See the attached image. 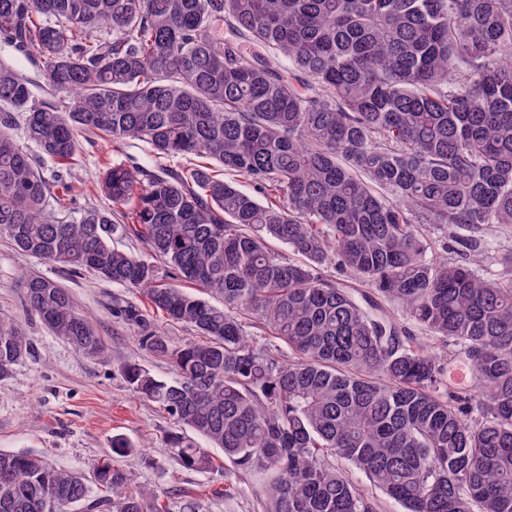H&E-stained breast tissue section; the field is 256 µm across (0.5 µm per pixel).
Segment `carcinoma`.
Wrapping results in <instances>:
<instances>
[{"instance_id":"obj_1","label":"carcinoma","mask_w":512,"mask_h":512,"mask_svg":"<svg viewBox=\"0 0 512 512\" xmlns=\"http://www.w3.org/2000/svg\"><path fill=\"white\" fill-rule=\"evenodd\" d=\"M0 38L55 97L35 101L0 63V236L139 289L202 337L174 344L137 305L113 308L174 367L123 374L173 419L183 467L213 468L189 430L237 470L271 473L266 512H377L338 459L405 512H512V279L440 258L418 229H512V0H0ZM19 121L58 165L84 133L145 144L157 171L107 168L111 206L71 218L72 184L44 175L12 134ZM177 157L188 164L173 172ZM118 229L142 251L112 245ZM160 263L222 305L161 282ZM332 263L452 342L446 363L325 275ZM22 284L53 336L105 356L57 281ZM29 347L0 316V380ZM135 451L115 435L86 474L0 452V512H47L50 498L68 512L96 489L112 512H207L127 492L116 461Z\"/></svg>"}]
</instances>
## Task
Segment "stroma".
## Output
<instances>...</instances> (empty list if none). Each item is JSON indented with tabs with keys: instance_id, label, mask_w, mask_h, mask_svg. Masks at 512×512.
<instances>
[{
	"instance_id": "obj_1",
	"label": "stroma",
	"mask_w": 512,
	"mask_h": 512,
	"mask_svg": "<svg viewBox=\"0 0 512 512\" xmlns=\"http://www.w3.org/2000/svg\"><path fill=\"white\" fill-rule=\"evenodd\" d=\"M80 144L71 169L78 181L80 209L106 206L96 186L106 164L150 163L139 144L115 147L90 136L82 137ZM426 233L434 244H447L449 260L468 264L479 255L481 274L512 278V271L499 260L500 254L512 251V231L489 226L475 235L466 229L443 232L430 227ZM488 241L495 243V252H485ZM27 273L53 278L69 291L107 345L106 357L81 356L26 310L21 282ZM117 299L142 308L148 305L142 292L113 286L90 272L72 274L23 256L0 237V314L13 318L31 344L29 356L9 378L0 380V450L40 457L56 469L85 471L110 448L113 436L121 434L138 451L119 459V466L131 486L150 485L161 503L173 505L195 497L208 512H264L266 475L236 473L237 489L228 497L224 470L229 462L222 449H211L214 468L208 472L185 469L175 459L167 443L172 419L156 404L140 399L122 373L124 365L134 363L163 378L171 377L173 370L167 361L144 350L133 327L116 317L112 303Z\"/></svg>"
}]
</instances>
